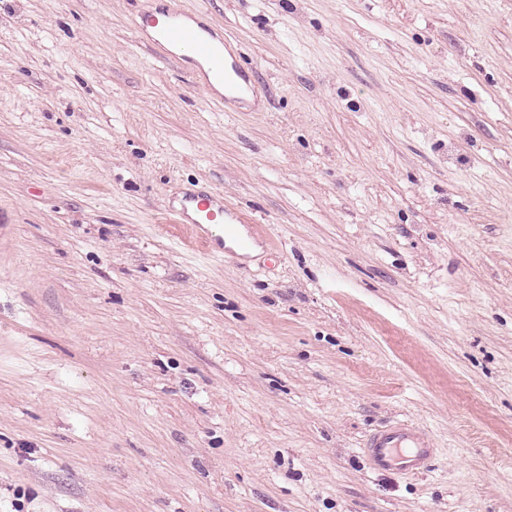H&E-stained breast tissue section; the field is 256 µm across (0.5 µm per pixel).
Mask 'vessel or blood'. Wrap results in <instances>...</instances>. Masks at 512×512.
Instances as JSON below:
<instances>
[{"label":"vessel or blood","mask_w":512,"mask_h":512,"mask_svg":"<svg viewBox=\"0 0 512 512\" xmlns=\"http://www.w3.org/2000/svg\"><path fill=\"white\" fill-rule=\"evenodd\" d=\"M142 39L158 49L163 58L173 59L180 48H190L194 68L204 82L224 85L225 104H240L253 97L255 88L242 70L227 41L198 37L181 18L166 13L146 16L139 25ZM176 223L184 225L190 239L204 252L223 256L225 239L235 240L238 249H248L249 238L238 237L243 221L225 206L223 195L210 188L189 189L169 208ZM371 469L419 474L437 455L432 437L406 420L390 422L367 435L360 450Z\"/></svg>","instance_id":"obj_1"}]
</instances>
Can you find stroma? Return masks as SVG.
I'll list each match as a JSON object with an SVG mask.
<instances>
[{
	"label": "stroma",
	"mask_w": 512,
	"mask_h": 512,
	"mask_svg": "<svg viewBox=\"0 0 512 512\" xmlns=\"http://www.w3.org/2000/svg\"><path fill=\"white\" fill-rule=\"evenodd\" d=\"M178 9L256 103L137 40ZM0 209V512H512V0H0ZM169 212L183 227L189 238L212 256L224 255V238L236 241L239 250H247L250 237L238 238L236 227L245 221L234 209L224 206V196L210 188L188 189L182 193ZM360 453L375 471L419 474L437 455L432 437L407 420L390 422L367 435Z\"/></svg>",
	"instance_id": "obj_1"
}]
</instances>
